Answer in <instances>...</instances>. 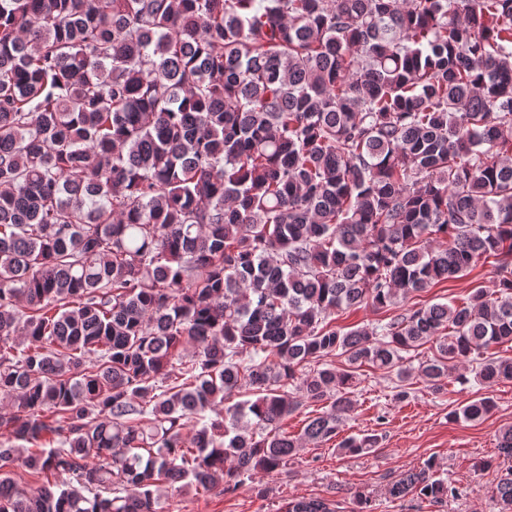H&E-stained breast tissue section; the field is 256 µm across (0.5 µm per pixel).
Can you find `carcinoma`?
Instances as JSON below:
<instances>
[{"label": "carcinoma", "instance_id": "carcinoma-1", "mask_svg": "<svg viewBox=\"0 0 512 512\" xmlns=\"http://www.w3.org/2000/svg\"><path fill=\"white\" fill-rule=\"evenodd\" d=\"M482 257L462 304L331 325ZM430 342L436 393L512 379V0H0V512L236 489L336 438L360 367L409 396ZM436 472L389 494L454 495Z\"/></svg>", "mask_w": 512, "mask_h": 512}]
</instances>
